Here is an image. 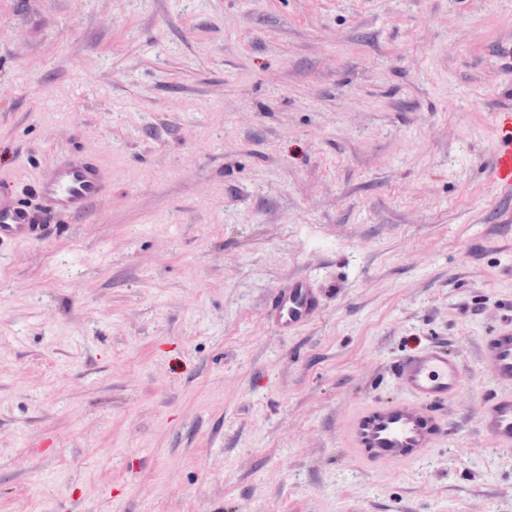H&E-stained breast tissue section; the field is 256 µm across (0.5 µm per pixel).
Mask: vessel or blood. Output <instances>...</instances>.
Returning a JSON list of instances; mask_svg holds the SVG:
<instances>
[{
    "mask_svg": "<svg viewBox=\"0 0 512 512\" xmlns=\"http://www.w3.org/2000/svg\"><path fill=\"white\" fill-rule=\"evenodd\" d=\"M496 146L490 178L496 194L512 197V106L492 114ZM111 188L108 172L85 151H62L39 168L29 195L0 189V250L31 241L36 224L84 214ZM323 290L309 277L289 279L266 304V316L283 336L298 332L322 308ZM481 364L494 389L482 401L477 428L501 453H512V320L478 343ZM391 373L402 394L373 398L352 414L342 444L365 471L403 472L448 437L465 384L463 361L431 342L397 358Z\"/></svg>",
    "mask_w": 512,
    "mask_h": 512,
    "instance_id": "obj_1",
    "label": "vessel or blood"
}]
</instances>
